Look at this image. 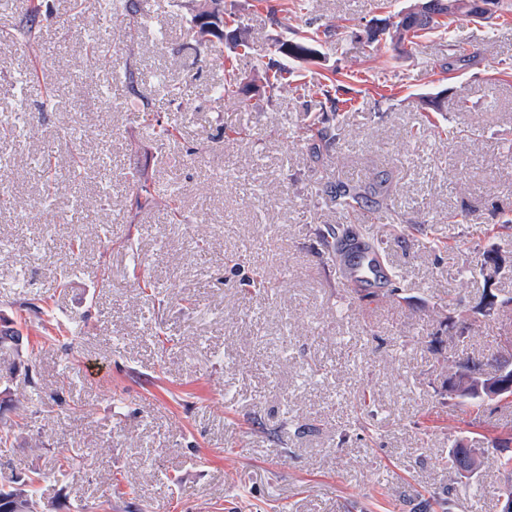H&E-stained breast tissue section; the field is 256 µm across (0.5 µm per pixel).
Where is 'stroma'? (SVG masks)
<instances>
[{
  "mask_svg": "<svg viewBox=\"0 0 512 512\" xmlns=\"http://www.w3.org/2000/svg\"><path fill=\"white\" fill-rule=\"evenodd\" d=\"M98 2L42 0L34 55L8 40L29 0H0V320L24 336L20 367L0 361V399L33 390L42 401L0 413L26 436L0 446V481L42 474L56 512H414L431 497L448 512H500L493 440L512 432V403L472 415L449 399L440 364L499 351L512 323L491 316L462 336L432 311L512 296V267L464 289L457 275L490 250L512 264V232L499 227L512 216L499 143L512 132V0L490 22H450L467 54L451 73L436 66L448 54L439 37L401 55L363 37L387 17L383 0H303L296 13L284 0H224L254 38L236 60L243 78L278 42L350 27L289 64L308 80L337 76L353 101L338 149L318 163L299 139L318 98L216 101L230 44L188 47L174 0H137L106 38L112 70L101 71L85 54ZM129 62L131 90L111 79ZM174 86L181 99L166 96ZM430 97L443 114L422 109ZM19 116L37 137L15 136ZM166 117L179 131L161 141ZM448 126L458 137L441 138ZM382 173L394 196L381 215L346 213L321 191ZM139 180L176 196L183 222L133 209ZM461 211L466 222L449 223ZM416 221L446 249L391 236ZM336 224L370 230L400 298L340 287L314 235ZM258 271L283 288H249ZM147 278L164 305L142 292ZM457 438L483 451L469 480L450 462ZM74 449L83 463L60 470Z\"/></svg>",
  "mask_w": 512,
  "mask_h": 512,
  "instance_id": "1",
  "label": "stroma"
}]
</instances>
